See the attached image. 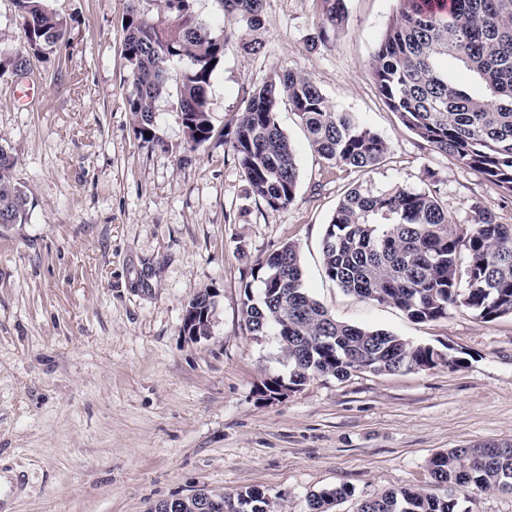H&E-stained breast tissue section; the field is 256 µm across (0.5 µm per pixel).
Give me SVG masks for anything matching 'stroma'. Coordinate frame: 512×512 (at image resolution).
<instances>
[{
    "mask_svg": "<svg viewBox=\"0 0 512 512\" xmlns=\"http://www.w3.org/2000/svg\"><path fill=\"white\" fill-rule=\"evenodd\" d=\"M346 4L343 29L321 40V0H265L263 48L229 40L207 88L213 136L192 150L166 96L154 103L160 144L133 135L125 0H49L63 39L26 74L0 77V147L29 200L24 223L0 226V512H150L199 489L230 498L248 487L274 512H309L310 494L339 485L352 495L336 512H356L389 490L431 489L436 453L512 442L511 315L456 308L417 322L325 274L326 227L358 186L432 191L455 224L476 205L512 224V198L434 151L380 96L370 63L397 0ZM288 71L310 75L388 151L368 170L336 165L281 104L299 179L291 206L273 211L250 192L224 127L248 92ZM287 242L337 321L455 363L317 376L259 399L288 368L277 337L246 329L244 286ZM206 289L210 334L193 341L183 313Z\"/></svg>",
    "mask_w": 512,
    "mask_h": 512,
    "instance_id": "1",
    "label": "stroma"
}]
</instances>
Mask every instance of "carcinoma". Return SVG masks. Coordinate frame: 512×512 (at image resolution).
I'll return each mask as SVG.
<instances>
[{"label":"carcinoma","mask_w":512,"mask_h":512,"mask_svg":"<svg viewBox=\"0 0 512 512\" xmlns=\"http://www.w3.org/2000/svg\"><path fill=\"white\" fill-rule=\"evenodd\" d=\"M136 2L126 0L123 25L133 134L143 144L160 143L153 104L169 93L171 69L184 61L177 105L187 144L196 149L213 136L207 87L224 47L234 37L249 53L262 48L264 0H219L225 23L218 28L197 20L193 0H160V12L150 19ZM322 2L320 39L347 18L346 0ZM14 3L32 54L63 37V23L47 0ZM398 4L372 56L379 94L431 147L512 196V0H453L447 13L426 9L423 0ZM24 65L30 60L0 47V77ZM468 80L481 84L484 93L470 94ZM283 100L324 159L370 169L386 153L384 139L356 115L335 111L310 76L278 75L242 101L225 138L250 191L269 209H288L298 186L295 149L277 117ZM14 165L0 147V224H20L27 216V195L11 177ZM322 244L325 274L338 287L393 304L412 320L435 321L460 306L486 321L512 314V224L498 223L480 206L461 229L430 191L356 187L336 207ZM251 275L260 292L253 294L249 284L244 288L245 327L254 336L279 337L292 391L314 376L341 380L357 371L424 370L442 360L429 345L331 317L304 287L293 243L255 264ZM428 470L434 485L446 488L444 495L401 488L362 501L358 512H457L459 500L470 501L477 491H512V444L451 448L430 458ZM349 496L344 485L324 489L310 496L309 512H329ZM232 512H272V505L264 491L247 488L236 494Z\"/></svg>","instance_id":"carcinoma-1"}]
</instances>
